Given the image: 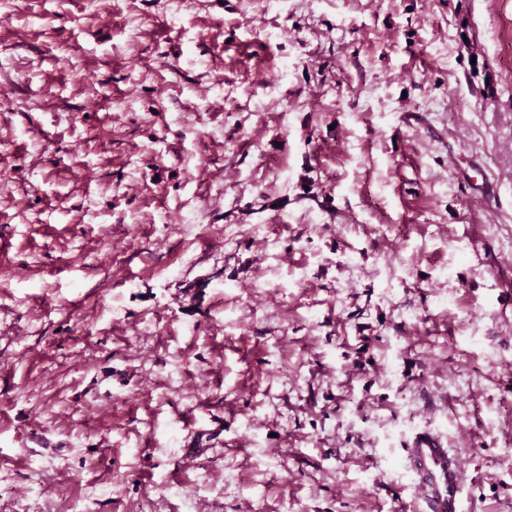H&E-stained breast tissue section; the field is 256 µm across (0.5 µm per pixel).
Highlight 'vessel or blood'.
I'll list each match as a JSON object with an SVG mask.
<instances>
[{"label": "vessel or blood", "mask_w": 512, "mask_h": 512, "mask_svg": "<svg viewBox=\"0 0 512 512\" xmlns=\"http://www.w3.org/2000/svg\"><path fill=\"white\" fill-rule=\"evenodd\" d=\"M407 467L413 476L411 512H461L466 472L458 454L440 437L426 431L416 434Z\"/></svg>", "instance_id": "vessel-or-blood-1"}]
</instances>
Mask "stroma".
Wrapping results in <instances>:
<instances>
[{
  "instance_id": "obj_1",
  "label": "stroma",
  "mask_w": 512,
  "mask_h": 512,
  "mask_svg": "<svg viewBox=\"0 0 512 512\" xmlns=\"http://www.w3.org/2000/svg\"><path fill=\"white\" fill-rule=\"evenodd\" d=\"M0 512H512V0H0ZM407 467L413 476L412 512H461L466 472L458 454L430 432L415 435Z\"/></svg>"
}]
</instances>
